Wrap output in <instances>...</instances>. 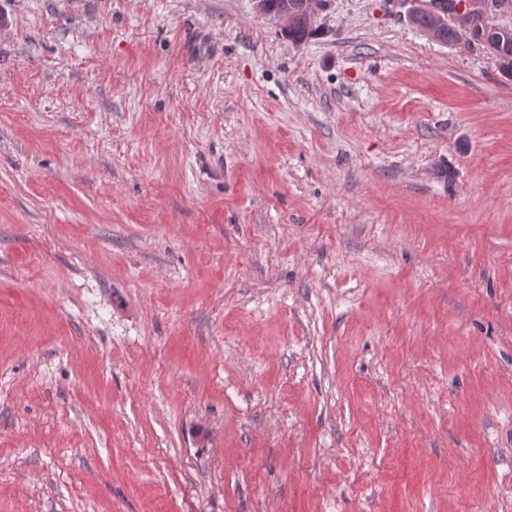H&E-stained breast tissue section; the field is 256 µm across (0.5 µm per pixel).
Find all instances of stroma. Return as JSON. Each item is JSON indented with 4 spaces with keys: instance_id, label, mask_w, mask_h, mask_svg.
Masks as SVG:
<instances>
[{
    "instance_id": "1",
    "label": "stroma",
    "mask_w": 512,
    "mask_h": 512,
    "mask_svg": "<svg viewBox=\"0 0 512 512\" xmlns=\"http://www.w3.org/2000/svg\"><path fill=\"white\" fill-rule=\"evenodd\" d=\"M0 14V512H512L492 55L393 0ZM285 26V33L288 39L295 42L303 41L313 33V22L310 23L307 17L297 11L289 13Z\"/></svg>"
}]
</instances>
